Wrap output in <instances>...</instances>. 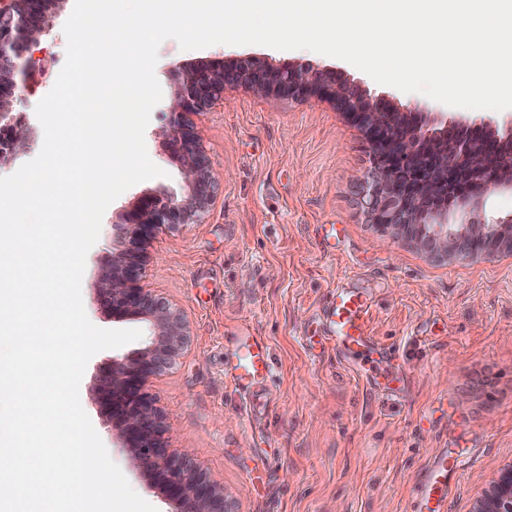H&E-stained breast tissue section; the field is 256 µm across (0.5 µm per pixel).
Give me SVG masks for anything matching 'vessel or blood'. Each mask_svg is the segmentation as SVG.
Here are the masks:
<instances>
[{
    "instance_id": "b4317fda",
    "label": "vessel or blood",
    "mask_w": 512,
    "mask_h": 512,
    "mask_svg": "<svg viewBox=\"0 0 512 512\" xmlns=\"http://www.w3.org/2000/svg\"><path fill=\"white\" fill-rule=\"evenodd\" d=\"M371 306L372 297L367 291L336 286L325 310V339L349 370L373 387L378 383L380 362L394 358L395 353L369 334L367 318ZM224 372L240 389L261 388L271 373L266 339L256 335L250 326H241L238 336L224 347ZM463 460V453L445 448L428 462L414 480L412 512H444Z\"/></svg>"
}]
</instances>
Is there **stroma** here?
I'll list each match as a JSON object with an SVG mask.
<instances>
[{
  "label": "stroma",
  "mask_w": 512,
  "mask_h": 512,
  "mask_svg": "<svg viewBox=\"0 0 512 512\" xmlns=\"http://www.w3.org/2000/svg\"><path fill=\"white\" fill-rule=\"evenodd\" d=\"M73 6L62 0L39 39L21 116L29 140L0 163V176L16 172L42 147L35 107L64 64L63 26ZM250 56L275 66L336 70L404 112L444 111L467 127L505 117L377 84L346 61L306 49L218 44L183 51L168 39L155 74L167 94L174 67ZM165 109L162 103L153 109L145 131L148 155L163 176L130 187L109 205L86 258L83 304L102 329L146 328L113 317L96 283L121 214L143 194L180 185L179 165L161 135ZM195 123L220 182L218 195L203 223L151 240L142 279L190 324L187 349L152 381L172 418L169 447L197 450L234 512H411L416 475L440 449L457 447L468 462L446 512H473L512 466V255L436 261L400 237L378 233L358 206L370 142L328 103L230 88ZM320 224L344 227L335 251L319 238ZM339 284L372 293L368 328L406 365L400 396L367 386L323 339L318 309ZM245 323L271 346L270 379L256 395L224 376V339ZM142 346L137 340L95 354L79 395L131 487L163 512L159 490L150 487L133 451L114 438L97 392L100 368Z\"/></svg>",
  "instance_id": "obj_1"
}]
</instances>
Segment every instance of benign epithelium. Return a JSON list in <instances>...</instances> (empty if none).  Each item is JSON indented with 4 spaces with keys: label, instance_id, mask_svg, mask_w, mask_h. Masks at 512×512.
I'll use <instances>...</instances> for the list:
<instances>
[{
    "label": "benign epithelium",
    "instance_id": "7a95c632",
    "mask_svg": "<svg viewBox=\"0 0 512 512\" xmlns=\"http://www.w3.org/2000/svg\"><path fill=\"white\" fill-rule=\"evenodd\" d=\"M60 0H0V133L13 143L26 130L12 121L27 103L32 48ZM167 147L179 163L181 185L141 196L115 225L120 247L98 280L112 316L143 320L153 334L142 349L114 359L103 369L99 401L111 415L123 446L132 449L151 485L163 494L167 512H230L224 489L211 482L192 449L168 448L167 414L149 391L152 378L170 369L189 343L183 315L167 300L141 286L147 245L164 229L199 223L219 189L191 116L210 111L226 87H244L288 100L317 98L356 121L373 150L361 183L359 206L382 233L401 237L434 259L512 253V215L489 219L483 203L512 191V119L504 134L461 129L443 112L413 119L383 97L332 70L307 65L272 67L259 59L176 68ZM476 512H512V468L493 484L486 507Z\"/></svg>",
    "mask_w": 512,
    "mask_h": 512
}]
</instances>
